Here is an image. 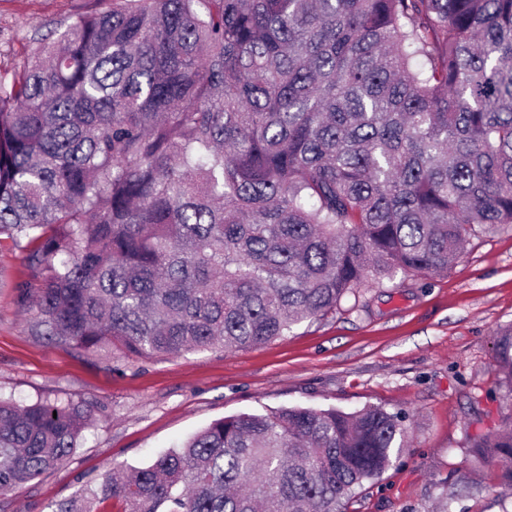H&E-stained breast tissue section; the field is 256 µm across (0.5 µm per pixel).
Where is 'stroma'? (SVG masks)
Segmentation results:
<instances>
[{
  "label": "stroma",
  "mask_w": 512,
  "mask_h": 512,
  "mask_svg": "<svg viewBox=\"0 0 512 512\" xmlns=\"http://www.w3.org/2000/svg\"><path fill=\"white\" fill-rule=\"evenodd\" d=\"M97 0H0V70ZM24 253L0 239V395L69 398L92 424L74 454L0 499V512H54L116 467H144L213 421L288 406L405 412L407 446L351 512H501L498 470L471 469L469 437L512 421L496 381L495 333L512 323V227L472 237L447 271L397 274L288 335L251 348L130 357L33 336L15 286Z\"/></svg>",
  "instance_id": "obj_1"
}]
</instances>
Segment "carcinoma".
Instances as JSON below:
<instances>
[{"mask_svg":"<svg viewBox=\"0 0 512 512\" xmlns=\"http://www.w3.org/2000/svg\"><path fill=\"white\" fill-rule=\"evenodd\" d=\"M512 224V0H112L0 72V236L36 336L146 357L264 344ZM496 340L512 399V324ZM70 399L0 396V496L62 464ZM403 416L211 423L86 498L348 512ZM512 485V426L470 439Z\"/></svg>","mask_w":512,"mask_h":512,"instance_id":"1","label":"carcinoma"}]
</instances>
